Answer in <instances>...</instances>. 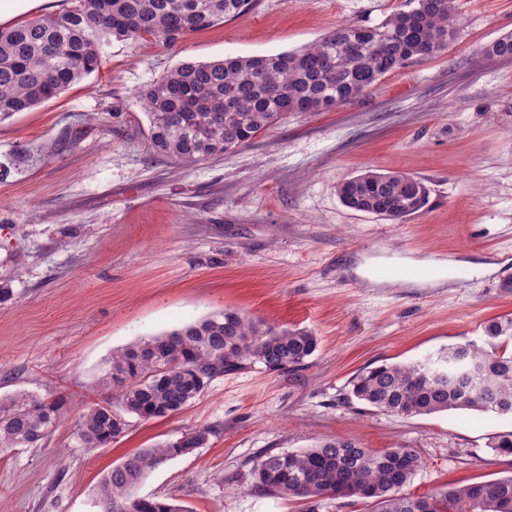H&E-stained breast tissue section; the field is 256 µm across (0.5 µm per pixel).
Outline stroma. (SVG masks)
Returning a JSON list of instances; mask_svg holds the SVG:
<instances>
[{"label":"stroma","instance_id":"1","mask_svg":"<svg viewBox=\"0 0 512 512\" xmlns=\"http://www.w3.org/2000/svg\"><path fill=\"white\" fill-rule=\"evenodd\" d=\"M406 4L255 0L172 46L111 42L97 71L0 122V282L12 290L0 303V399L64 402L42 447L0 454V512H98L113 466L200 425L208 444L152 470L141 495L188 512H302L255 493L252 467L329 439L415 449L422 465L404 488L415 497L512 475V456L487 446L511 417H405L346 399L363 368L484 345L485 322L512 314L499 288L512 263V59L481 56L512 32V0H460L447 52L331 110L288 113L246 147L181 168L148 142L139 93L179 63L276 55ZM367 170L424 180L427 206L402 223L348 209L336 187ZM407 258L451 262L454 277L408 284ZM227 307L311 330L319 348L294 373L258 364L176 415L128 416L107 447L79 440L82 413L112 397L99 378L113 348Z\"/></svg>","mask_w":512,"mask_h":512}]
</instances>
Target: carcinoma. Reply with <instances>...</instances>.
I'll use <instances>...</instances> for the list:
<instances>
[{
	"label": "carcinoma",
	"instance_id": "obj_1",
	"mask_svg": "<svg viewBox=\"0 0 512 512\" xmlns=\"http://www.w3.org/2000/svg\"><path fill=\"white\" fill-rule=\"evenodd\" d=\"M51 15L0 28V121L57 97L95 72L103 47L145 34L173 45L187 35L247 13L252 0H69ZM458 0H412L377 26L341 25L316 42L271 56L184 61L144 88L153 150L184 166L248 145L287 112H320L345 103L383 75L441 54L457 34ZM512 59V33L483 50ZM346 207L401 222L421 212L429 189L415 176L366 171L338 184ZM489 349L450 344L436 358L384 363L349 381L348 401L400 415L470 410L512 416V318L485 322ZM303 328H277L231 308L141 338L112 352L101 376L113 401L86 410L77 435L106 447L141 420L175 415L210 383L259 363L271 373L293 372L318 349ZM64 402L21 393L0 402V450L36 448L62 416ZM199 426L156 448L125 457L100 480L102 512H121L147 474L209 441ZM498 455H512V431L490 438ZM422 461L413 448L372 452L351 440H330L299 451L261 456L253 490L306 502L359 498L377 512H512V476L450 488L425 497L402 493ZM139 512H188L173 497L140 498Z\"/></svg>",
	"mask_w": 512,
	"mask_h": 512
}]
</instances>
